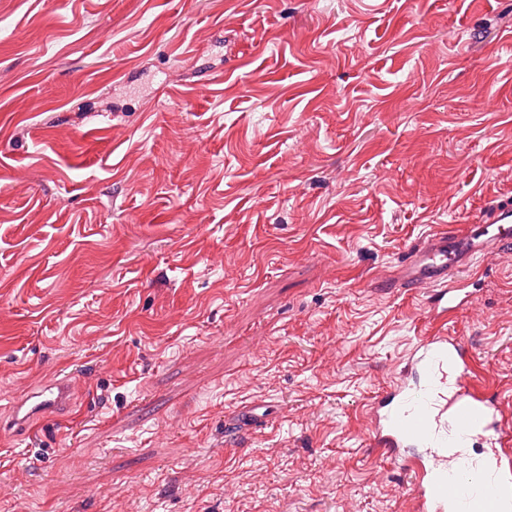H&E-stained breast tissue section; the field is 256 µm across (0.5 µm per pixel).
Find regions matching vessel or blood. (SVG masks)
<instances>
[{
    "label": "vessel or blood",
    "instance_id": "1",
    "mask_svg": "<svg viewBox=\"0 0 512 512\" xmlns=\"http://www.w3.org/2000/svg\"><path fill=\"white\" fill-rule=\"evenodd\" d=\"M511 248L512 200L506 198L489 203L475 223L431 234L396 274L378 281L390 293L428 292V330L409 358L416 382H396L375 397L367 434L370 447L386 450L410 473L416 512H512V417L480 380L468 342L448 328L475 296L482 278L477 258ZM71 406L69 379L50 376L11 402L9 421L25 436ZM267 425V415L253 405L224 420L225 432L234 435H253ZM476 439L491 451L472 458L467 480L455 465L471 458Z\"/></svg>",
    "mask_w": 512,
    "mask_h": 512
}]
</instances>
